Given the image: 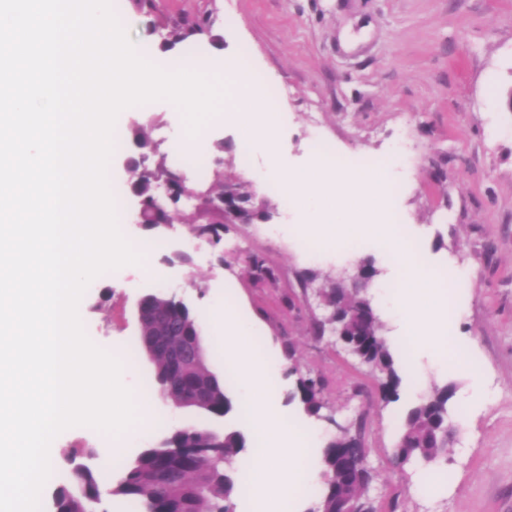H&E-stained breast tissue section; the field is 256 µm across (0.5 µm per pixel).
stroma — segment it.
I'll return each mask as SVG.
<instances>
[{
  "mask_svg": "<svg viewBox=\"0 0 512 512\" xmlns=\"http://www.w3.org/2000/svg\"><path fill=\"white\" fill-rule=\"evenodd\" d=\"M161 12L178 16L209 13L224 36V53L242 56L267 84L282 85L278 99L281 167L307 165L313 150L329 147L344 163L387 168L388 210L405 243L422 247L423 266L440 273L434 284L447 291L445 272L467 271L453 291L456 357H422L417 370L405 366L406 347L395 337L398 317L386 291L395 283L397 260L385 245L359 240L335 249L305 238L303 215L256 179L262 156L244 157L231 122L212 125L210 144L224 146L228 179L255 183L269 203L270 221L228 224L224 246L191 233V205H180L170 227L146 231L132 221L134 197L125 161L140 154L131 129L148 124L159 151L182 118L165 100L123 110L114 134L120 143L109 163L115 197L123 201L119 228L144 258L165 273L162 288L188 303L205 335H220L211 308L233 307L254 328L271 370L274 405L284 423L314 428L331 440L338 426H364L367 463L376 475L377 504L398 497L406 512H512V0H157ZM137 48L166 63L149 19L132 0H116ZM407 147L404 163L387 167L393 145ZM262 258L276 275L259 282L247 269ZM363 260L378 270L368 293L383 334L400 361L399 401L383 404L367 366L337 347L331 332L316 334L330 309L322 298L343 270ZM148 287L139 272L117 269L95 278L78 312L88 338L109 351L128 352L137 339L136 304ZM223 376L233 402L222 418L206 419L177 407L161 390H146L153 373L146 357L124 372L133 395L149 393L155 424L147 432L129 428L118 436L87 426L69 428L53 441L52 470L76 448H118L134 458L144 445L158 444L167 431L206 424L236 430L255 448L244 409L243 382L223 352L208 357ZM322 378L328 410L308 415L293 400L296 376L290 364ZM482 396L469 388L472 376ZM453 384L448 402L455 435L448 448L447 479L431 486L422 470H400L393 450L408 407L433 386Z\"/></svg>",
  "mask_w": 512,
  "mask_h": 512,
  "instance_id": "1",
  "label": "stroma"
}]
</instances>
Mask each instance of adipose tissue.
<instances>
[{"instance_id": "adipose-tissue-1", "label": "adipose tissue", "mask_w": 512, "mask_h": 512, "mask_svg": "<svg viewBox=\"0 0 512 512\" xmlns=\"http://www.w3.org/2000/svg\"><path fill=\"white\" fill-rule=\"evenodd\" d=\"M223 325L224 353L234 363L244 382L250 411V426L256 441L252 455L241 464L240 494L251 512H278L279 498L303 482H319L310 465L311 436L287 429L268 394L269 372L250 346L251 326L230 308L219 314ZM288 458L287 465L275 464V455Z\"/></svg>"}]
</instances>
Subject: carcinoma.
Masks as SVG:
<instances>
[{"instance_id": "cac0c4a2", "label": "carcinoma", "mask_w": 512, "mask_h": 512, "mask_svg": "<svg viewBox=\"0 0 512 512\" xmlns=\"http://www.w3.org/2000/svg\"><path fill=\"white\" fill-rule=\"evenodd\" d=\"M138 11L152 17L150 26L160 37V48L169 51L188 39L209 34L216 46L224 35L213 32L211 14L194 17H171L159 12L156 0H133ZM213 181L194 190L205 198L226 201L236 209L241 218L253 222L268 213V203L257 201V193L248 182L224 181V163H215ZM131 179L129 192L140 197L144 206L135 222L152 230L157 217L152 200L163 185L177 195L182 187L175 181L177 170L169 165L167 154L154 153L151 164L135 163L129 167ZM191 231L205 236L216 246L221 245L224 233V215L203 209L195 215ZM253 278L257 281L275 279L273 270L257 257L249 260ZM324 297L341 313L346 344L360 353V359L378 379L382 402L388 404L400 399L401 378L393 353L381 334L382 322L365 291H353L336 286ZM158 309H168L176 317L186 336L203 332L198 314L183 312L178 299L161 295L153 300ZM170 371L161 354H154L153 382L163 389L168 398L177 401L182 388L166 387L161 377ZM298 375L295 397L304 410L320 416L326 405L322 379L304 374L298 365L289 367ZM452 395L448 386H436L417 401L406 413L402 433L394 456L403 465H421L429 469L436 480H442L448 464V445L453 434L448 432V400ZM231 409V401L224 388L211 390L205 415L218 418ZM245 438L238 431H226L219 436L208 427L175 429L158 446H146L129 462L115 466L103 463L92 469L77 461L85 451L75 450L69 458L70 467L50 476L54 485L52 512H89L101 501L103 492L120 498L136 512H235L234 493L240 482L239 455L245 448ZM368 448L363 442V428L353 434L345 427L328 443L322 456V488L307 512H342L348 502H357L362 495V485L368 472L362 468ZM176 466L180 478L170 482L153 483L151 477L159 470ZM119 471V479L112 481V470Z\"/></svg>"}]
</instances>
